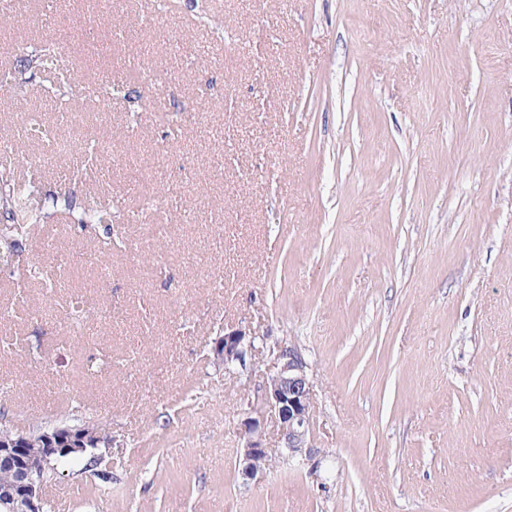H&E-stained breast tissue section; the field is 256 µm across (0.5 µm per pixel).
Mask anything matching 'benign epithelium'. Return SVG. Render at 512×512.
<instances>
[{
    "label": "benign epithelium",
    "mask_w": 512,
    "mask_h": 512,
    "mask_svg": "<svg viewBox=\"0 0 512 512\" xmlns=\"http://www.w3.org/2000/svg\"><path fill=\"white\" fill-rule=\"evenodd\" d=\"M256 337L243 328H226L224 336L216 342L214 359L228 372L245 366L246 356L255 348ZM275 370L259 387L254 401L240 423L244 446L239 463L242 476L253 479L261 471V464L270 458L271 448L266 445L268 424L279 434L280 448L292 458L311 447L314 421V401L310 367L301 350L295 345L278 344L274 354ZM46 447L37 459L19 441L11 443L8 459L18 473L20 500L24 512H43V492L46 465L58 453L83 454L76 428L54 426L43 432Z\"/></svg>",
    "instance_id": "7a95c632"
}]
</instances>
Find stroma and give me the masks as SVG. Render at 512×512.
Here are the masks:
<instances>
[{
    "mask_svg": "<svg viewBox=\"0 0 512 512\" xmlns=\"http://www.w3.org/2000/svg\"><path fill=\"white\" fill-rule=\"evenodd\" d=\"M45 40L122 91L70 97L101 177L77 141L47 165L27 141L25 170L127 215L108 281L104 228L56 223L23 258L62 288L0 273V423L112 435L111 480L60 469L47 512H512V0H0V74ZM45 80L0 86V139ZM230 325L258 338L232 374ZM277 341L312 449L247 480Z\"/></svg>",
    "mask_w": 512,
    "mask_h": 512,
    "instance_id": "stroma-1",
    "label": "stroma"
}]
</instances>
